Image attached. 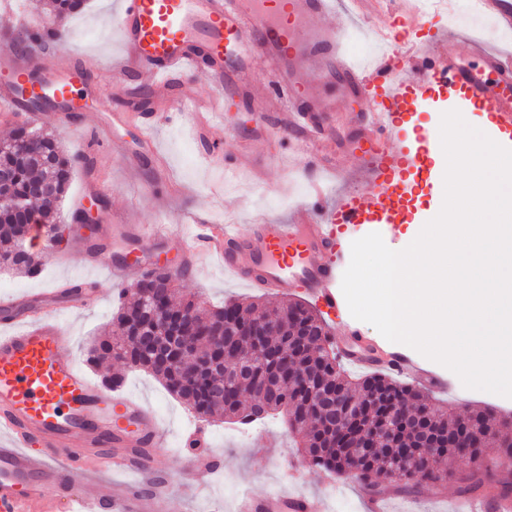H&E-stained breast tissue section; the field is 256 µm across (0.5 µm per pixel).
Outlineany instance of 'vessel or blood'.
<instances>
[{"instance_id": "b4317fda", "label": "vessel or blood", "mask_w": 512, "mask_h": 512, "mask_svg": "<svg viewBox=\"0 0 512 512\" xmlns=\"http://www.w3.org/2000/svg\"><path fill=\"white\" fill-rule=\"evenodd\" d=\"M118 0L112 25L121 54L112 65L114 80L135 74L147 86L154 117L136 110L111 121L81 126L78 141L98 161L123 158L125 143L111 126L136 124L143 147L156 152V123L192 128L204 136L222 118L224 97L236 92L255 111V134L272 131L291 136L292 152L278 160L294 168L317 163L321 171L343 179L347 156L360 162L371 192L352 188L333 205L323 203L313 186L311 206L297 219L280 224L267 219L240 234L231 224H215L188 214L191 247L182 270H199L206 259L220 257L225 273L270 294L294 288L311 297L327 314H340L343 300L337 277L343 260L344 230L371 226L385 230L405 220L402 174L415 161L404 151L395 122L430 86L448 90L492 118L493 139L512 146V51L490 47L471 37L460 41L448 27L428 39H414L426 16L454 15L457 0ZM474 11L505 35H512V0H472ZM365 23L380 46L366 64L349 62L341 49L343 33L328 22L337 11ZM477 56L473 67L468 55ZM51 65L41 58L0 57L9 79L0 83V110L29 112L33 106L21 88L40 91L56 105L64 122L78 124L82 101L94 100L110 86L87 80L100 63L88 56L73 62L66 42L52 41ZM261 57L265 76H258L253 57ZM204 70L212 95L186 104L173 97L177 75ZM342 96H326L332 81ZM378 91L379 108L348 112L347 99ZM73 275L68 287L49 289L60 299L56 308L28 302L17 325L0 330V512H29L32 502L53 490L71 512H141L139 481L117 484L88 478L84 463L106 456L115 472L150 469V460L132 464L130 448H155L162 440L155 412L143 400L120 390L105 392L67 353L63 313L79 287ZM385 368L421 382L433 376L412 360L394 356ZM79 491H72V479ZM302 496L269 493L242 496L237 512H315Z\"/></svg>"}]
</instances>
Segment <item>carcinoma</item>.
<instances>
[{"mask_svg": "<svg viewBox=\"0 0 512 512\" xmlns=\"http://www.w3.org/2000/svg\"><path fill=\"white\" fill-rule=\"evenodd\" d=\"M85 0H52L55 25L66 16L79 12ZM19 53L39 49L42 36L29 29L8 33ZM11 140L0 148V169L11 180L0 190V267H20L30 274L38 272L42 258L23 249L26 221L14 211L12 200L24 199L26 205L39 203L34 213L38 224L56 232L57 204L64 196L70 179L73 157L51 133L29 124H14ZM51 188L46 196L35 195L36 185ZM176 279L167 266H154L141 277L144 284L165 294L169 312L178 318L191 315L175 328L178 337L166 340L160 348L164 354L187 347L190 355L182 356L178 365L164 366L165 360L141 341L152 331L155 315L141 309L140 298L121 302L112 318V335L128 339L112 354L113 342L104 340L90 350L96 360L119 359L131 369H140L161 378L168 391L185 400L200 418L224 417L237 423L256 422L272 412L288 416V425L298 436L304 460L312 467H322L336 474L348 468L359 471L358 481L365 490L375 493L388 480L387 456L404 452V462L412 470L425 473V480L435 484L452 475L449 466L457 458L470 464L462 478V493L480 497L492 490L502 497L512 496V437L507 429L512 420L500 418L492 411L476 410L472 417L483 421L486 436L496 439V447L487 453L481 449L459 454L443 447L437 455L427 453L423 436L409 428L421 416L438 432L451 430L458 419L436 406L429 393L420 386L398 383L381 373L350 379L328 341L327 324L322 315L301 300L284 302L272 309L257 302L230 300L215 306L198 296L181 302L172 300L166 284ZM236 317L259 328V336H230L224 348H214L209 333L224 326V318ZM293 351L300 373L288 377L286 350ZM224 364V371L240 373L237 388L220 393L218 373L207 367ZM316 387L334 390L346 399L364 404L362 415L343 423L333 421L334 411L324 401L312 398L301 377Z\"/></svg>", "mask_w": 512, "mask_h": 512, "instance_id": "1", "label": "carcinoma"}]
</instances>
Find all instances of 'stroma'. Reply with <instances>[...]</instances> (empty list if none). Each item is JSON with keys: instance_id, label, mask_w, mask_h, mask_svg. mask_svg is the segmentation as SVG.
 <instances>
[{"instance_id": "obj_1", "label": "stroma", "mask_w": 512, "mask_h": 512, "mask_svg": "<svg viewBox=\"0 0 512 512\" xmlns=\"http://www.w3.org/2000/svg\"><path fill=\"white\" fill-rule=\"evenodd\" d=\"M115 2L88 0L81 13L62 23L73 58H99L106 79L112 76L113 58L120 54L119 39L112 27ZM462 108L458 98L441 89L433 88L423 94L416 109L396 119L409 151L421 159H430L442 113ZM253 125L254 114L250 108L230 95L226 98L224 118L210 130L208 143L198 142L186 129L159 127L155 137L168 162L164 170L142 155L136 128H117V136L125 141L130 154L137 156V164L117 158L101 167L78 160L67 193L58 206L60 223H71L73 211L88 205L90 198L83 193L84 185L98 179L110 186L103 195L106 205L100 213L99 236L108 244L107 255L116 262L130 259L128 250L110 245L112 227L116 224H168L176 229L181 216L190 211L203 213L220 224L233 222L243 232L258 218L288 220L298 209L307 207V187L319 171L276 165V158L293 147L289 139L281 136L255 142L248 154L237 155L239 140L249 134ZM212 144L227 154L237 155L236 166L223 171L209 167L205 154ZM254 163L265 166L264 183L253 182L250 166ZM443 175L438 166L430 167L421 177L412 171L406 173L407 221L384 234L383 240L389 248L400 250L408 246L412 241L409 225H423L435 217L444 198ZM77 272L88 274L90 281L97 284L99 299L92 309L74 312L66 322L71 354L95 379L122 375V390L149 403L166 437L165 447L157 451L158 466L139 474L145 512H171L175 502L179 503L181 512H235L242 495L269 492L312 498L317 501L319 512H365L363 486L353 478L308 467L287 423L278 417L255 422L247 428L221 418L210 419L206 433L208 450L221 460L223 471L209 478L193 470L184 442L194 432L198 420L188 406L147 373L128 370L118 362L98 367L87 362L90 343L102 339L110 330L121 288L138 279L134 273L122 279L114 277L110 269L93 258L87 241L71 247L68 264L45 261L41 271L32 277L0 269V297L34 294ZM176 294L198 295L214 304L230 299L261 303L272 300L271 295L226 275L223 265L215 259L198 272L180 274ZM440 375L447 381L448 391L436 394L434 402L447 407L449 414L463 416L484 408L501 414L512 413V398L467 389L445 369ZM468 470L467 461L461 460L456 463L453 476L442 484L424 486L411 493L388 489L391 512H454L461 498L460 479ZM160 477L169 486V496L165 499L151 493L154 481Z\"/></svg>"}]
</instances>
